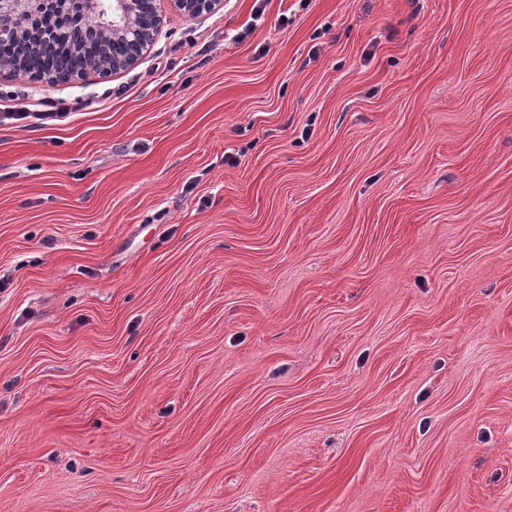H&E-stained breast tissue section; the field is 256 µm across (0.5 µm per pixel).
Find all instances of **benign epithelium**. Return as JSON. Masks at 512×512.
<instances>
[{"instance_id": "benign-epithelium-1", "label": "benign epithelium", "mask_w": 512, "mask_h": 512, "mask_svg": "<svg viewBox=\"0 0 512 512\" xmlns=\"http://www.w3.org/2000/svg\"><path fill=\"white\" fill-rule=\"evenodd\" d=\"M180 12L194 16L202 12L218 11L223 0H169ZM79 9L83 16L98 18L97 24L80 29L76 34L62 28L56 33L61 39L73 37L76 42L96 39L102 56L98 66L69 72L63 77H43L28 73L25 59L20 57L12 65L0 66V78L23 79L45 88L59 82L85 79L89 75L107 78L134 66L152 46L160 29L162 17L157 0H0V39L11 40L26 52L41 51L53 41L29 37L36 19L48 12L71 14Z\"/></svg>"}]
</instances>
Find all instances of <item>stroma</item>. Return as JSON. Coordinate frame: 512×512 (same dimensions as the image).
Segmentation results:
<instances>
[{"instance_id":"stroma-1","label":"stroma","mask_w":512,"mask_h":512,"mask_svg":"<svg viewBox=\"0 0 512 512\" xmlns=\"http://www.w3.org/2000/svg\"><path fill=\"white\" fill-rule=\"evenodd\" d=\"M0 125V512H512V0H168ZM183 14L194 16L202 12H217L223 5V0H169ZM19 99L20 96L15 92L2 93V96H0V123L33 118L39 122L35 124L50 125L55 121L61 120L68 113L67 105L48 97L42 99L40 104L42 109L36 112H30L29 109L24 106L21 107L19 104H10Z\"/></svg>"}]
</instances>
